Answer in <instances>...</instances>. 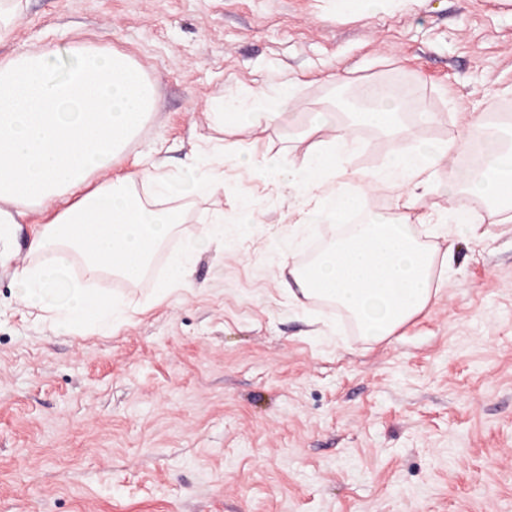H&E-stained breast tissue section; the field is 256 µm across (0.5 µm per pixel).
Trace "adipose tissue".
<instances>
[{"instance_id":"1","label":"adipose tissue","mask_w":512,"mask_h":512,"mask_svg":"<svg viewBox=\"0 0 512 512\" xmlns=\"http://www.w3.org/2000/svg\"><path fill=\"white\" fill-rule=\"evenodd\" d=\"M73 54L77 64L60 80L50 74L51 50L0 60V237L15 224V208L49 212L31 245L35 262L18 271L19 302L46 312L58 329L91 327L108 334L127 312L94 292L93 283L107 273L138 280L181 214L162 206L171 183L155 164L112 172L155 108L153 85L120 51L80 45ZM293 92V83H283L210 118L219 124L228 116L238 119L245 132L277 124ZM401 110L394 97L381 93L359 118L393 139H408L412 131L401 124ZM302 135L313 144L300 166L249 153L231 160L247 164L259 178L272 174L302 189V223L320 217L337 223L357 201L358 193L344 188L346 170L335 166L350 150V134H324L316 121ZM466 144L461 138L426 151L395 152L385 174L362 179L361 191L426 188L428 174ZM95 174L101 177L96 184L90 181ZM469 183L471 192L511 206L512 156L487 155ZM77 264L83 276L74 279Z\"/></svg>"}]
</instances>
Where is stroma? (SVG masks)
<instances>
[{"mask_svg":"<svg viewBox=\"0 0 512 512\" xmlns=\"http://www.w3.org/2000/svg\"><path fill=\"white\" fill-rule=\"evenodd\" d=\"M14 11L0 59L72 47L130 56L156 107L121 169L159 158L180 185L183 221L163 247L224 214V243L191 258L194 292L152 276H104L131 304L111 334L55 331L18 302L20 267L41 227L19 217L0 259V512H512V209L420 226L453 251L437 297L392 336L366 342L316 300H295L293 262L327 224L300 223L302 197L251 168L224 167V190L192 192L197 146L301 162L315 113L340 128V73L351 95L402 78L432 114L407 147L465 134L463 113L512 101V0H0ZM296 82L284 124L244 136L216 128L215 104ZM352 178L388 165L396 144L358 125ZM452 167L420 199L380 189L387 218L446 216Z\"/></svg>","mask_w":512,"mask_h":512,"instance_id":"1","label":"stroma"}]
</instances>
